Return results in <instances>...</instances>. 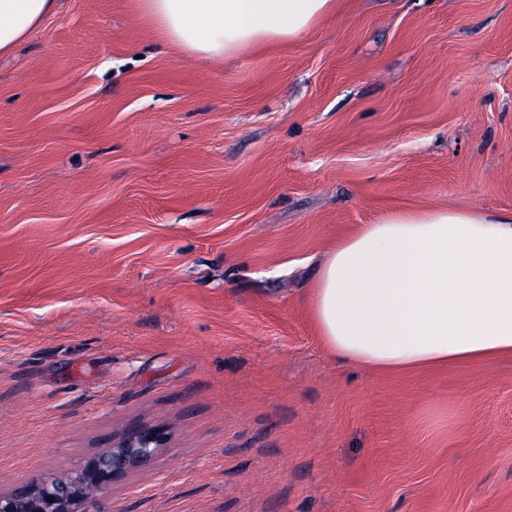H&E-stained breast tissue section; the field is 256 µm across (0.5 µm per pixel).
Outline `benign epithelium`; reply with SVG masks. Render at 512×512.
<instances>
[{
	"instance_id": "obj_1",
	"label": "benign epithelium",
	"mask_w": 512,
	"mask_h": 512,
	"mask_svg": "<svg viewBox=\"0 0 512 512\" xmlns=\"http://www.w3.org/2000/svg\"><path fill=\"white\" fill-rule=\"evenodd\" d=\"M168 433L162 427L141 428L127 433L111 450L91 458L79 471L37 486L21 484L0 494V512H105L102 496L123 481L128 472L150 464L166 446ZM89 480L97 495L86 497L76 487Z\"/></svg>"
}]
</instances>
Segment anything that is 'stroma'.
I'll list each match as a JSON object with an SVG mask.
<instances>
[{"mask_svg": "<svg viewBox=\"0 0 512 512\" xmlns=\"http://www.w3.org/2000/svg\"><path fill=\"white\" fill-rule=\"evenodd\" d=\"M512 212V0H338L208 61L131 0L0 56V492L166 428L111 512H512V356L378 372L310 291L360 225Z\"/></svg>", "mask_w": 512, "mask_h": 512, "instance_id": "stroma-1", "label": "stroma"}]
</instances>
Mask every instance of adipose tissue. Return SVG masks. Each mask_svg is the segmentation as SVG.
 I'll return each instance as SVG.
<instances>
[{
  "mask_svg": "<svg viewBox=\"0 0 512 512\" xmlns=\"http://www.w3.org/2000/svg\"><path fill=\"white\" fill-rule=\"evenodd\" d=\"M56 0H0V55ZM336 0H134L169 43L212 60L291 41ZM312 312L327 353L376 371L512 354V213L396 212L325 257Z\"/></svg>",
  "mask_w": 512,
  "mask_h": 512,
  "instance_id": "1",
  "label": "adipose tissue"
}]
</instances>
